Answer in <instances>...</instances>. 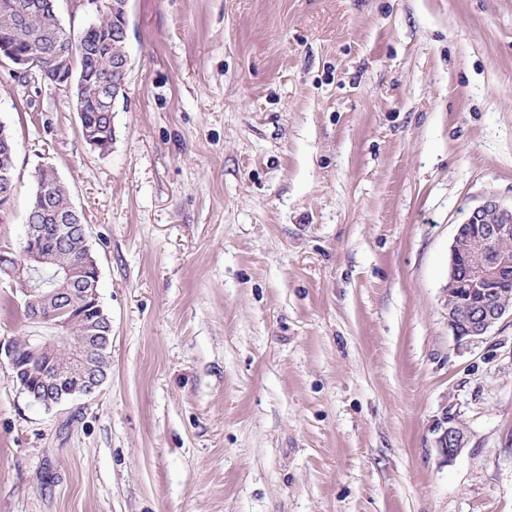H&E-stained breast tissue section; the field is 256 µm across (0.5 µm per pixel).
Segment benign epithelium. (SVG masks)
Here are the masks:
<instances>
[{"mask_svg":"<svg viewBox=\"0 0 512 512\" xmlns=\"http://www.w3.org/2000/svg\"><path fill=\"white\" fill-rule=\"evenodd\" d=\"M94 8L97 18L114 16L112 20V43L127 44L128 22L126 11H118L109 0H87ZM12 63V71L17 76L30 72L33 58L26 53H14L7 46L0 47ZM52 86L66 93L71 92L75 83L72 56L63 53L51 55ZM39 233L28 228L23 242L26 260L21 261L11 251L0 253V277L12 282L21 302L29 305L30 312L37 319H44V310L31 305L33 271L36 265L45 261V254L39 247ZM512 240V205L507 206L493 197L470 211L466 220L458 225L450 248L449 283L455 287L456 296L448 299V326L458 342H478L488 335L489 330L503 317L512 318V305H488L482 299L494 291L499 282L512 279V252L505 250L504 243ZM484 256L478 266L469 265L464 257L469 253ZM70 280L87 281L85 301L79 318L95 322L102 318L99 293L96 281L99 280L97 261L86 258L78 267L67 274ZM58 319L52 324L54 334L43 336L41 340L51 344L59 340H74L70 359L60 364L54 363L58 376L69 377L74 383L63 393L74 398H93L100 390L103 381L97 371L88 364L93 340L89 336L69 337L70 317L57 312ZM448 427L440 438V448L448 460H453L466 447L467 436L464 428L452 417H447Z\"/></svg>","mask_w":512,"mask_h":512,"instance_id":"7a95c632","label":"benign epithelium"}]
</instances>
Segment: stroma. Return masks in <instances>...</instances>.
Returning <instances> with one entry per match:
<instances>
[{"instance_id":"obj_1","label":"stroma","mask_w":512,"mask_h":512,"mask_svg":"<svg viewBox=\"0 0 512 512\" xmlns=\"http://www.w3.org/2000/svg\"><path fill=\"white\" fill-rule=\"evenodd\" d=\"M127 50L106 152L0 62V245L52 165L112 318L94 398L0 361V512H512V319L448 325L512 203V0H129ZM14 152L10 153L9 155H2L0 154V169L2 167L10 168L11 174L14 179ZM10 174V171L7 169H4L2 173L0 174V202L2 201V207L5 205H9L13 196H12V176ZM512 240V204L504 205L494 197L487 198L470 211L459 224L450 248L449 283L455 298L448 296V325L457 342H478L503 317L512 319V282L501 283L492 303L482 299L494 291L499 282L512 279V252L504 243ZM470 254L469 265L464 257ZM484 261V262H483ZM483 262V263H482ZM482 263V264H481ZM481 264V265H479ZM463 302V303H462ZM463 304V308H461ZM448 427L444 430L440 438V448L443 449L448 460H453L466 447L467 436L464 428L455 420L448 416L445 417Z\"/></svg>"}]
</instances>
